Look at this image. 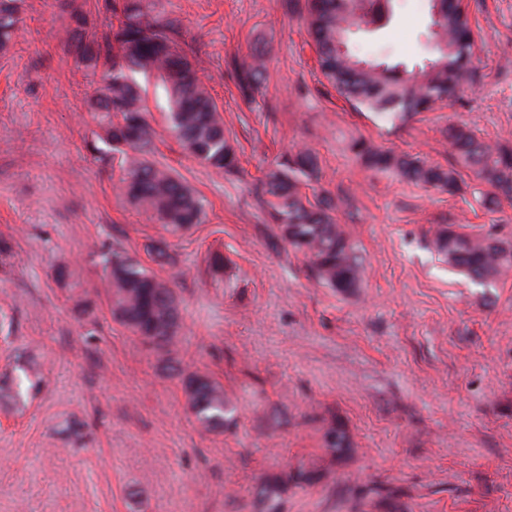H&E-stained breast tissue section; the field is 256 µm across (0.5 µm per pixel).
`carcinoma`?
Returning a JSON list of instances; mask_svg holds the SVG:
<instances>
[{
    "instance_id": "carcinoma-1",
    "label": "carcinoma",
    "mask_w": 512,
    "mask_h": 512,
    "mask_svg": "<svg viewBox=\"0 0 512 512\" xmlns=\"http://www.w3.org/2000/svg\"><path fill=\"white\" fill-rule=\"evenodd\" d=\"M445 11L430 19L431 57L413 67L388 58H361L336 46L347 43L353 27H369L381 19L360 0H310L308 26L320 72L339 94L355 102L361 112L390 121L405 122L452 98L473 81L469 67L476 41L467 8L441 0ZM22 0H0V50L7 49L20 21ZM173 23H161L143 7V0H123L121 21L106 42L107 68L92 106L98 112L101 133L86 149L101 164L119 162L126 171L122 192L133 205L152 212L172 231L202 221L203 205L194 190L170 169L149 156L153 132L146 122V100L131 79L137 71L156 72L164 82L170 103V128L199 162L224 174L238 169L237 153L224 132V119L198 73L197 57H188L175 35ZM237 86L249 96L262 84L264 54L232 56ZM454 163L443 169L408 155H395L355 139L350 150L377 170H393L413 182L433 184L451 195L465 182L460 169L472 173L487 206L499 197H512V143L494 145L466 126L448 128ZM319 172L312 150L287 154L269 169L261 182L259 200L268 209L279 237L308 261L311 275L342 291L358 286L362 262L350 235L336 223V201L322 196L303 201L300 185ZM434 246L448 265L479 284H489L512 269V242L492 245L489 237L459 232L453 225L436 232ZM102 284L113 317L137 336L151 338V347L167 362L175 361L181 330L177 297L170 286L146 272L121 251L102 256ZM177 362V361H175ZM190 409L206 429L219 430L233 419L224 390L205 375L177 362ZM278 486L259 492L265 512H278Z\"/></svg>"
}]
</instances>
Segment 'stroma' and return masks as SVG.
Segmentation results:
<instances>
[{"label": "stroma", "instance_id": "1", "mask_svg": "<svg viewBox=\"0 0 512 512\" xmlns=\"http://www.w3.org/2000/svg\"><path fill=\"white\" fill-rule=\"evenodd\" d=\"M113 2L24 0L0 52V388L41 375L25 405L0 397V512H262L256 490L274 482L281 512H512V272L477 285L432 245L448 224L512 241V200L490 212L348 149L362 137L445 168L451 125L512 141V0H467L473 85L404 123L354 111L323 78L308 0H145L197 53L240 158L231 175L200 164L169 133L160 78L135 74L153 161L204 204L171 237L86 149ZM429 23L427 0H391L350 48L412 66L431 55ZM256 49L265 79L247 99L227 61ZM304 146L320 175L302 194L342 200L363 259L346 292L311 277L257 196ZM161 238L172 263L152 259ZM114 247L174 290L178 357L223 387L224 429L205 430L162 356L113 319L97 254ZM331 427L349 447H325Z\"/></svg>", "mask_w": 512, "mask_h": 512}]
</instances>
